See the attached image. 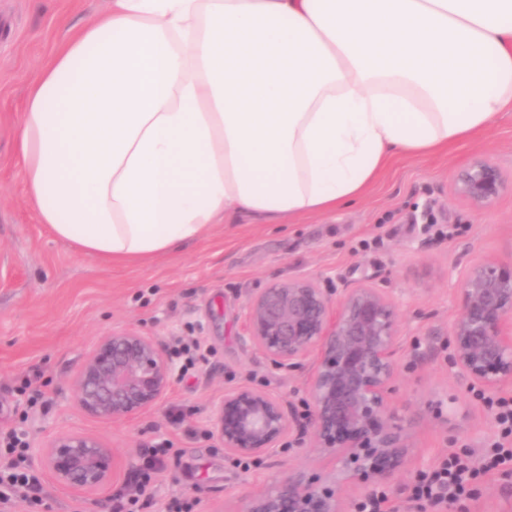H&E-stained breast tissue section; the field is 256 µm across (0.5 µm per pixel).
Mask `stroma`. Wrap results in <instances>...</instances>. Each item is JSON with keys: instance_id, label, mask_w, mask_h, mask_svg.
<instances>
[{"instance_id": "obj_1", "label": "stroma", "mask_w": 512, "mask_h": 512, "mask_svg": "<svg viewBox=\"0 0 512 512\" xmlns=\"http://www.w3.org/2000/svg\"><path fill=\"white\" fill-rule=\"evenodd\" d=\"M111 0H0V430L26 429L28 444L59 434L102 439L118 469L101 494L60 487L44 474L42 505L16 512H99V498L133 485L155 443L171 452L150 473L139 512H242L248 494L289 470L322 472L336 460L316 448L262 459L225 457L213 433L225 388L247 384L302 405L307 376L275 370L245 341L250 296L309 275L321 287L364 282L394 301L406 356L390 403L413 421L409 472L390 489V512H410L416 474L449 452L480 451L499 431L448 356L456 288L477 259H512V194L476 211L451 190L454 173L480 156L512 177V115L479 139L434 156L392 157L363 196L328 215L281 224L242 216L205 240L150 261L106 267L74 253L38 223L15 155L17 122L40 67L72 29ZM128 326L159 337L180 372L156 407L124 422L90 416L71 380L100 336ZM460 512H512V479L488 473Z\"/></svg>"}]
</instances>
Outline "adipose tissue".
Segmentation results:
<instances>
[{"instance_id":"adipose-tissue-1","label":"adipose tissue","mask_w":512,"mask_h":512,"mask_svg":"<svg viewBox=\"0 0 512 512\" xmlns=\"http://www.w3.org/2000/svg\"><path fill=\"white\" fill-rule=\"evenodd\" d=\"M512 112V0H112L30 85L39 223L106 265L359 198Z\"/></svg>"}]
</instances>
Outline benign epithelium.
Listing matches in <instances>:
<instances>
[{
  "label": "benign epithelium",
  "mask_w": 512,
  "mask_h": 512,
  "mask_svg": "<svg viewBox=\"0 0 512 512\" xmlns=\"http://www.w3.org/2000/svg\"><path fill=\"white\" fill-rule=\"evenodd\" d=\"M512 191L494 164L472 159L452 179L454 196L474 210ZM459 312L448 328L450 362L472 386L494 392L512 385V259H481L457 288ZM248 341L275 369L308 371L305 409L271 393L224 389L213 429L224 454L257 459L293 438L346 466L332 472L290 471L245 501L243 512H348L344 489L358 481L393 487L406 467L412 423L389 397L404 356L395 304L363 282L327 289L308 275L275 283L246 307ZM176 365L157 336L120 327L100 337L72 379L86 413L124 422L167 396ZM56 482L96 493L115 477L114 450L82 434L55 437L32 453Z\"/></svg>",
  "instance_id": "1"
}]
</instances>
